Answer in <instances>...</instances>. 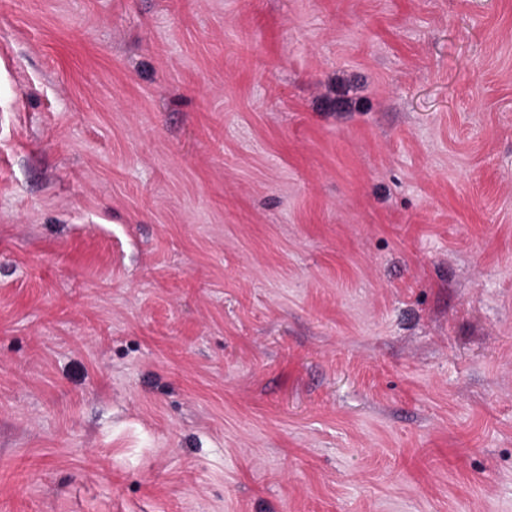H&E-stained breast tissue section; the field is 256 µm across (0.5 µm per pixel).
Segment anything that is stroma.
Returning a JSON list of instances; mask_svg holds the SVG:
<instances>
[{
	"mask_svg": "<svg viewBox=\"0 0 512 512\" xmlns=\"http://www.w3.org/2000/svg\"><path fill=\"white\" fill-rule=\"evenodd\" d=\"M0 512H512V0H0Z\"/></svg>",
	"mask_w": 512,
	"mask_h": 512,
	"instance_id": "1",
	"label": "stroma"
}]
</instances>
